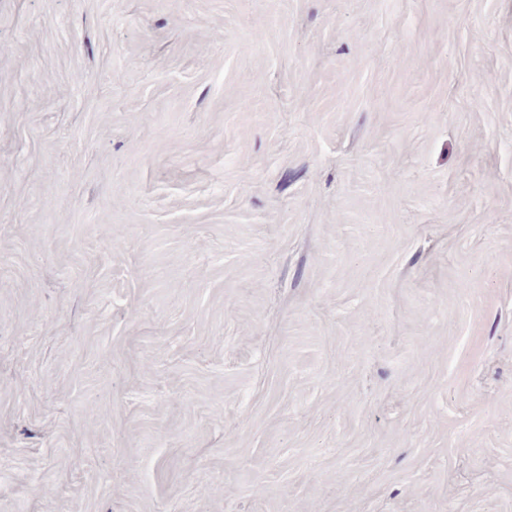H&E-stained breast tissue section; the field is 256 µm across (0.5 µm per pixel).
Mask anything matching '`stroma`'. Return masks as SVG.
Segmentation results:
<instances>
[{"mask_svg":"<svg viewBox=\"0 0 512 512\" xmlns=\"http://www.w3.org/2000/svg\"><path fill=\"white\" fill-rule=\"evenodd\" d=\"M0 512H512V0H0Z\"/></svg>","mask_w":512,"mask_h":512,"instance_id":"35a3bbf8","label":"stroma"}]
</instances>
